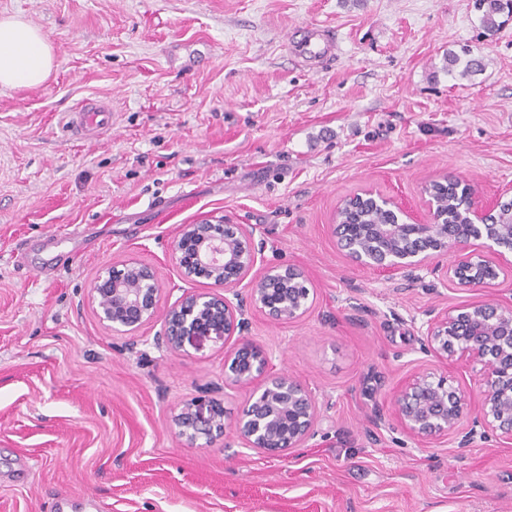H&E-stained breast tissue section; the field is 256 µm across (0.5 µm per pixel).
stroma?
Listing matches in <instances>:
<instances>
[{
	"mask_svg": "<svg viewBox=\"0 0 512 512\" xmlns=\"http://www.w3.org/2000/svg\"><path fill=\"white\" fill-rule=\"evenodd\" d=\"M474 2L0 0L55 56L43 84L0 88V512H47L59 492L68 512H512L511 446L458 454L390 403L439 367L422 346L431 312L511 298L512 276L462 288L444 256L379 272L330 230L367 189L425 217L422 187L446 172L479 202L512 198V17L487 34ZM314 23L339 44L311 70L290 37ZM451 52L484 70L448 71ZM86 99L111 106V130L70 131ZM202 221L262 225L269 262L314 288L302 318L256 312L248 336L317 396L316 446L272 458L231 430L205 448L177 438L184 403L218 399L232 419L251 393L225 386L220 345H155L163 309L211 289L170 258ZM131 258L155 269L162 308L132 334L90 296ZM25 464L29 482L9 481Z\"/></svg>",
	"mask_w": 512,
	"mask_h": 512,
	"instance_id": "obj_1",
	"label": "stroma"
}]
</instances>
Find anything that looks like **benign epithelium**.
<instances>
[{
	"label": "benign epithelium",
	"instance_id": "obj_1",
	"mask_svg": "<svg viewBox=\"0 0 512 512\" xmlns=\"http://www.w3.org/2000/svg\"><path fill=\"white\" fill-rule=\"evenodd\" d=\"M470 196L471 205L455 224L427 195L428 215L413 217L390 197L368 190L343 200L332 232L337 245L357 265L406 277L436 256L448 257L445 276L465 288H491L505 269L512 270V209L475 201L474 187L444 174ZM389 213L390 224H343L341 212L356 201ZM495 254L494 263L476 252L474 242ZM265 232L250 224H187L170 246L171 258L186 278H206L221 293H192L167 311L161 343L173 351L197 348L206 340L224 345V384L252 388L250 399L234 423L226 422L216 400L186 403L175 416L178 437L195 448L233 427L244 447L279 457L303 448L317 434L319 402L312 390L292 375L272 374L270 356L248 339V314L259 311L277 322L294 321L311 308L314 289L291 266H271ZM262 273L251 276L254 269ZM250 280L248 299L238 288ZM92 298L97 314L112 329L132 333L154 317L160 297L155 271L136 260L95 278ZM424 350L442 361L466 357L480 365L485 389L476 411L465 393L434 371L416 376L393 395L401 423L418 438L453 434L457 448L497 435L512 441V297L476 302L433 314L427 321Z\"/></svg>",
	"mask_w": 512,
	"mask_h": 512
}]
</instances>
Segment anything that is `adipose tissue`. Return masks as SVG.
Instances as JSON below:
<instances>
[{
    "label": "adipose tissue",
    "instance_id": "1",
    "mask_svg": "<svg viewBox=\"0 0 512 512\" xmlns=\"http://www.w3.org/2000/svg\"><path fill=\"white\" fill-rule=\"evenodd\" d=\"M53 66V48L40 28L19 17L0 19L1 87L37 86Z\"/></svg>",
    "mask_w": 512,
    "mask_h": 512
}]
</instances>
